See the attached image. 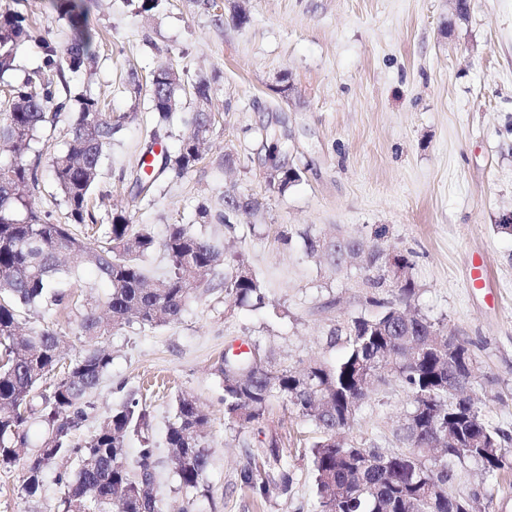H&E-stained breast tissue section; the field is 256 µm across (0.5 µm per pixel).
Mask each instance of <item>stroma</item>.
Here are the masks:
<instances>
[{
  "label": "stroma",
  "mask_w": 512,
  "mask_h": 512,
  "mask_svg": "<svg viewBox=\"0 0 512 512\" xmlns=\"http://www.w3.org/2000/svg\"><path fill=\"white\" fill-rule=\"evenodd\" d=\"M162 0L149 13L130 0H85L100 35L92 67L66 71L64 116L44 127L36 151L65 149L69 118L80 97L104 101L122 119L103 158L94 190L92 228L81 237L105 242L113 212L163 238L169 225L189 224L242 255L261 281L262 308L235 305L223 291L193 298L181 319L157 328L133 323L107 339L112 365L92 397L88 419L71 433L84 443L101 419L129 397L153 414L155 489L163 512H318L310 445L311 421L272 400L265 420L246 428L224 423L222 354L259 344L272 368L336 361L343 347L330 337L351 318L370 314L373 272L360 260L334 264L309 255L304 234L330 244L359 242L381 254L409 257L417 287L413 305L468 342L476 359L473 390L485 423L512 436V232L498 231L512 211V0H470L465 18L449 0ZM241 6L249 17L236 25ZM21 14L45 28L54 44L69 40L53 22L50 0H0V12ZM163 65L181 76L172 121L149 112L130 93ZM209 84L201 105L192 86ZM214 115L202 161L168 173L153 195L137 196L132 180L152 134L170 154L200 107ZM300 168L286 191L270 181L277 165ZM257 198L259 211L216 216L224 196ZM206 207L211 220L198 224ZM483 262L484 282H473ZM68 309L46 323L68 342L87 347L78 323L87 302L109 288L91 268L70 279ZM190 393L209 415L206 494L181 489L170 466L166 432L175 399ZM398 382L371 393L357 415L355 439L395 447L393 429L407 408ZM279 441L293 473L287 495L259 502L240 487L241 471ZM63 464L50 466L39 494L21 496L24 471L0 470V512H57ZM456 489L493 497L492 512H512V473L485 483L477 466L458 469Z\"/></svg>",
  "instance_id": "obj_1"
}]
</instances>
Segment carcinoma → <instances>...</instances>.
<instances>
[{"mask_svg":"<svg viewBox=\"0 0 512 512\" xmlns=\"http://www.w3.org/2000/svg\"><path fill=\"white\" fill-rule=\"evenodd\" d=\"M81 2L53 0L56 20L66 21L71 30L70 41L62 47L47 34L25 27L19 14L0 13V77L14 69L26 43H34L44 55L43 66L22 85L9 86L0 100V144L10 152L9 161L0 163V469L23 463L22 490L32 498L44 469L66 457L76 467L58 474L64 487L60 512H161L153 486L155 448L144 437L151 423L147 404L127 399L99 422L83 446L72 442L71 432L87 420L93 409L90 396L112 365L105 339L131 323L157 327L179 321L192 294L215 290L214 277L227 255L221 244L184 224L169 225L158 241L148 227L122 213L112 214L103 246L73 232V226L94 221L90 197L105 149L119 127L93 97L80 99L66 150L49 160L70 223L54 224L39 210L34 192L41 178V154H33L32 143L67 107L58 97L65 69L79 70L95 60L96 32L88 26ZM172 84L181 85V79L169 66L158 68L150 81V109L164 119L177 107L176 97L167 93ZM210 129L204 113H195L179 154L173 158L163 152L152 172L136 179V186L150 192L167 171L183 173L194 167ZM300 179L297 167L275 168L273 180L281 191ZM158 247L169 265L162 277L152 278L141 258ZM63 256L76 266L95 269L110 288L103 302H89L81 313L79 331L92 347L66 368L58 332L47 325L25 330L21 322L26 312L68 305L69 269L61 263ZM401 259L403 283L389 301L375 293L368 299L384 312L355 317L344 334L336 335L345 344V354L336 362L272 369L251 351L228 364L217 362L226 424L262 423L273 399L313 422L318 437L310 454L319 512H460L463 497L474 505L479 493L454 489L455 469L473 464L492 482L512 472L509 437L484 424L477 400L469 396L448 401V362L433 348L448 332L412 308L416 288L408 258ZM222 285L240 305L265 306L261 282L240 258L228 267ZM388 374L408 397L402 423L411 434L398 427V447L366 446L354 440L352 428L361 405ZM34 416L43 432L31 453L27 426ZM209 427L196 398L179 395L166 443L173 473L190 491L203 488ZM134 436L140 438V448L131 465L125 447ZM269 457L276 474L255 465L240 473L241 485L264 501L274 491L288 494L292 485L279 444L270 446Z\"/></svg>","mask_w":512,"mask_h":512,"instance_id":"1","label":"carcinoma"}]
</instances>
